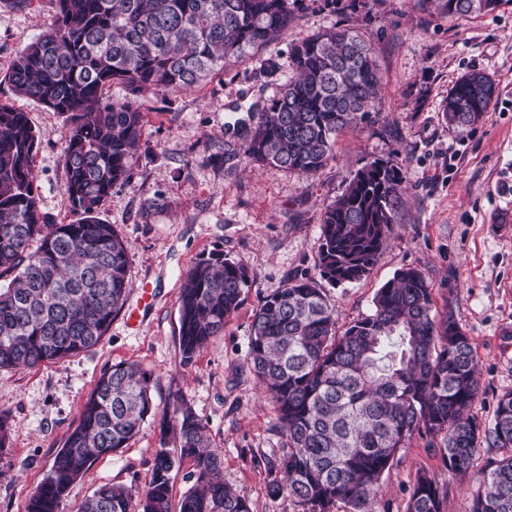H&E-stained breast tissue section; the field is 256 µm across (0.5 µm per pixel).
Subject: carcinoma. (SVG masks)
Here are the masks:
<instances>
[{
  "label": "carcinoma",
  "mask_w": 512,
  "mask_h": 512,
  "mask_svg": "<svg viewBox=\"0 0 512 512\" xmlns=\"http://www.w3.org/2000/svg\"><path fill=\"white\" fill-rule=\"evenodd\" d=\"M46 33L5 75L18 96L65 115V196L77 219L55 224L35 186L39 137L28 113L0 102V369L31 368L97 345L123 309L128 253L100 219L112 188L124 182L141 137L142 113L130 100L104 104L116 83L188 91L279 39L294 22L289 0H57ZM442 16L492 13L512 0H419ZM280 96L237 124L227 160L270 164L307 175L330 159L336 135L371 119L382 100L374 49L353 28L336 26L289 48ZM494 81L464 74L448 92L444 118L467 129L494 98ZM404 176L388 161L366 162L324 212L320 275L330 284L366 276L397 221ZM248 277L222 253L186 273L179 295L181 364H192L224 332ZM431 288L414 268L379 289L370 314L337 334V312L311 279H291L266 297L251 324L248 360L278 409L284 438L267 486L301 512H372L383 477L416 431L440 438L448 474L462 477L479 448L505 450L487 464L472 512H512V392L494 420L472 414L479 398L477 359L452 315H438ZM153 376L134 362L104 370L78 425L31 494L27 512H60L71 485L97 460L117 453L155 415ZM161 447L139 512H171L172 460L189 459L192 486L178 512H250L247 497L224 484L223 462L206 427L182 400L161 420ZM81 512H131V493L100 485ZM407 512H446L440 486L416 479Z\"/></svg>",
  "instance_id": "1"
}]
</instances>
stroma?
Masks as SVG:
<instances>
[{
    "label": "stroma",
    "instance_id": "1",
    "mask_svg": "<svg viewBox=\"0 0 512 512\" xmlns=\"http://www.w3.org/2000/svg\"><path fill=\"white\" fill-rule=\"evenodd\" d=\"M56 0H0V101L28 112L39 136L35 174L43 213L73 221L64 195V115L16 96L3 77L13 59L47 30ZM287 34L253 59L192 91L149 90L136 96L144 116L128 179L115 186L100 217L127 246L134 309L142 287L156 301L140 326L113 319L102 341L73 357L33 369H0V414L10 447L0 456V512H25L49 475L56 453L79 422L101 372L134 361L152 372L157 410L183 400L206 425L223 458L226 484L245 494L251 512H299L271 499L270 469L283 438L275 404L248 363L251 322L267 296L293 278L318 279L320 223L367 161L382 159L405 175L403 204L376 264L360 281L325 285L338 326L370 313L377 291L403 268L418 269L437 311H451L479 362L473 413L491 422L499 397L512 392V5L494 13L441 16L417 0H303ZM336 24L356 26L378 56L384 97L373 121L341 132L318 173L302 176L270 165L232 167L231 128L256 104L277 97L288 76V46ZM489 75L496 95L482 119L460 132L443 118L449 90L470 70ZM159 202L144 215V207ZM238 263L250 286L238 309L190 366L179 351L178 296L195 262L213 251ZM159 425L147 422L128 447L95 462L75 482L62 512H79L98 485L141 496L152 474ZM427 435L414 434L382 482L375 512H406L417 475H433L447 512H470L487 463L481 448L463 477L449 476Z\"/></svg>",
    "mask_w": 512,
    "mask_h": 512
}]
</instances>
